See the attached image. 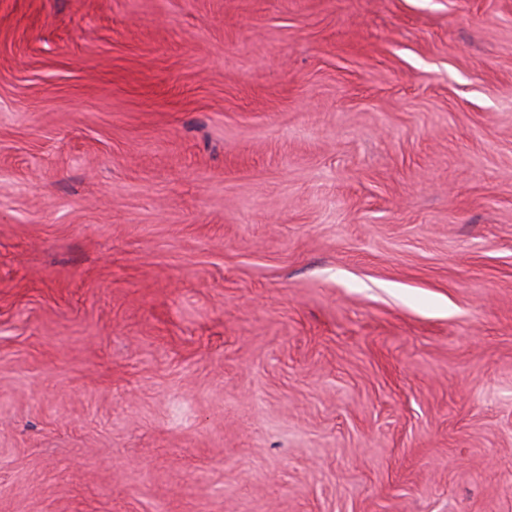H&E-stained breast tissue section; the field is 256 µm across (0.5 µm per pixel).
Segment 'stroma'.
<instances>
[{"instance_id":"1","label":"stroma","mask_w":512,"mask_h":512,"mask_svg":"<svg viewBox=\"0 0 512 512\" xmlns=\"http://www.w3.org/2000/svg\"><path fill=\"white\" fill-rule=\"evenodd\" d=\"M0 512H512V0H0Z\"/></svg>"}]
</instances>
